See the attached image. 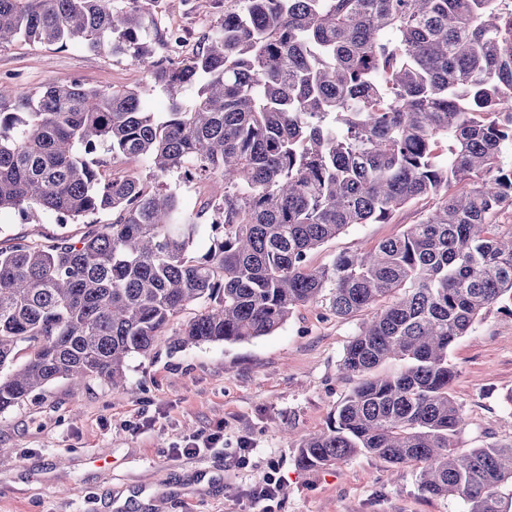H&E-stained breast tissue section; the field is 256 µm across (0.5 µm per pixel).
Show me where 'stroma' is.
Returning <instances> with one entry per match:
<instances>
[{
  "mask_svg": "<svg viewBox=\"0 0 512 512\" xmlns=\"http://www.w3.org/2000/svg\"><path fill=\"white\" fill-rule=\"evenodd\" d=\"M224 13V0H176L150 26L169 55L168 30L184 38L179 57L197 47ZM76 80L116 90L146 84L143 71L122 57L25 39L0 49V82L36 91L53 81ZM413 201L385 224H357L310 256L312 266L359 252L399 235L432 208ZM84 223H55L49 214H0V243L65 234ZM196 305L177 314L150 357L133 356L120 387L93 379L83 387L55 382L0 416V512H465L457 496L423 492L413 471L373 455L303 471L296 465L299 436L319 433L357 385L338 368L349 341L370 316L340 318L328 296L299 307L270 335L240 343H205L170 351L168 339L199 314ZM452 386L469 425L459 449L512 438V315L490 310L450 354ZM224 441L185 456L181 447L216 427ZM248 443V466L237 463ZM111 455L106 467L95 454ZM280 490L254 501L266 474Z\"/></svg>",
  "mask_w": 512,
  "mask_h": 512,
  "instance_id": "1",
  "label": "stroma"
}]
</instances>
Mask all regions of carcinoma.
Returning <instances> with one entry per match:
<instances>
[{
    "mask_svg": "<svg viewBox=\"0 0 512 512\" xmlns=\"http://www.w3.org/2000/svg\"><path fill=\"white\" fill-rule=\"evenodd\" d=\"M158 2L0 0V48L123 56L169 99L159 117L140 89L0 83V213L114 215L0 247V414L58 380L121 385L190 304L176 349L269 335L327 291L338 317L376 312L340 362L357 386L297 465L369 454L467 512H512V440L457 450L448 360L490 307L512 314V224L492 223L512 208V0H235L183 64L152 47ZM124 159L149 179L105 172ZM172 174L224 193L188 214ZM421 197L435 207L401 235L309 265Z\"/></svg>",
    "mask_w": 512,
    "mask_h": 512,
    "instance_id": "1",
    "label": "carcinoma"
}]
</instances>
